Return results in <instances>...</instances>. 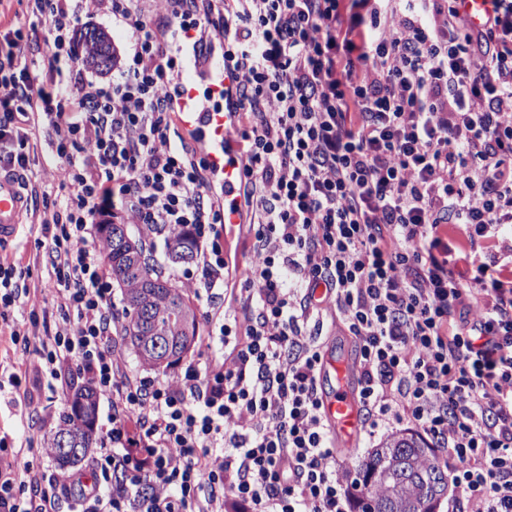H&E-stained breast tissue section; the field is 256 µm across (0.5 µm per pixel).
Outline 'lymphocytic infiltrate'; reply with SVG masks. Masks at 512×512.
Segmentation results:
<instances>
[{
	"label": "lymphocytic infiltrate",
	"instance_id": "obj_1",
	"mask_svg": "<svg viewBox=\"0 0 512 512\" xmlns=\"http://www.w3.org/2000/svg\"><path fill=\"white\" fill-rule=\"evenodd\" d=\"M492 5L475 28L459 0H26L50 65L33 74L27 38L0 29V169L27 180L47 123L65 196L41 216L59 313L10 340L18 368L105 396L111 427L84 474L35 466L46 446L0 455V512H354L362 482L341 478L322 416L319 289L357 341L364 433L421 431L448 456L453 512H512V281L492 248L512 228V0ZM98 14L130 31L106 81L81 71L78 25ZM157 14L224 40L254 253L236 307L220 301L224 205L177 131ZM117 208L147 237L196 240L191 286L222 317L207 362L124 370L98 237ZM451 225L489 250L458 266ZM23 279L0 262L1 320L30 302Z\"/></svg>",
	"mask_w": 512,
	"mask_h": 512
}]
</instances>
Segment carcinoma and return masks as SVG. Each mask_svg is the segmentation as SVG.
I'll return each mask as SVG.
<instances>
[{
    "label": "carcinoma",
    "instance_id": "1",
    "mask_svg": "<svg viewBox=\"0 0 512 512\" xmlns=\"http://www.w3.org/2000/svg\"><path fill=\"white\" fill-rule=\"evenodd\" d=\"M84 64L92 69L112 68L111 43L103 30L83 35ZM99 236L105 244L106 260L112 282L121 292L122 336L136 353L140 363L151 369H168L186 355L197 339L199 321L196 309L185 291L162 274L140 234H115L110 224H101ZM168 260L179 262L183 254L194 258L197 245L184 233L166 239ZM164 342L169 354L154 353L155 344ZM97 392L77 387L67 407L58 416L47 439L52 456L61 468L83 461L94 443L97 416ZM67 434L78 452H61L59 436ZM429 447L414 437H397L375 449L362 463L365 512H436L448 490Z\"/></svg>",
    "mask_w": 512,
    "mask_h": 512
}]
</instances>
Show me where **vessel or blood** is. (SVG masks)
<instances>
[{
    "mask_svg": "<svg viewBox=\"0 0 512 512\" xmlns=\"http://www.w3.org/2000/svg\"><path fill=\"white\" fill-rule=\"evenodd\" d=\"M179 100L194 99L197 107L185 130L198 135L210 146L209 160L215 176L224 183V221H240L238 172L243 168L242 158L233 150L236 124L232 113H219L208 101L202 99L198 89V75L188 69L182 73L177 87ZM25 205V195L19 180L12 174L0 171V241L14 238ZM322 376L335 380L336 385L323 398V416L344 439H353L361 430V420L351 390V372L347 362L328 357L323 361Z\"/></svg>",
    "mask_w": 512,
    "mask_h": 512,
    "instance_id": "b4317fda",
    "label": "vessel or blood"
}]
</instances>
